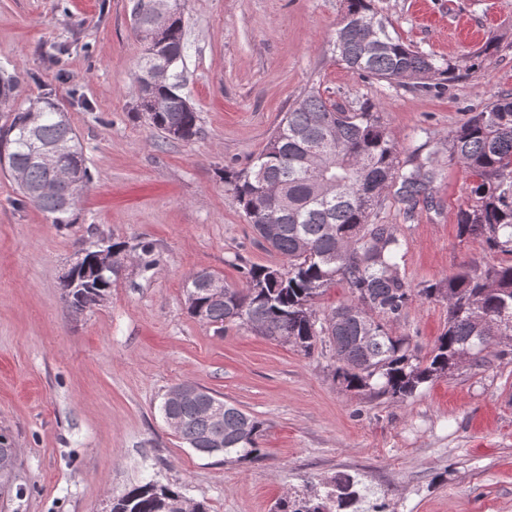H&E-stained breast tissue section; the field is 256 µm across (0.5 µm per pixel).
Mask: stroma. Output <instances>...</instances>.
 Instances as JSON below:
<instances>
[{
  "label": "stroma",
  "instance_id": "obj_1",
  "mask_svg": "<svg viewBox=\"0 0 512 512\" xmlns=\"http://www.w3.org/2000/svg\"><path fill=\"white\" fill-rule=\"evenodd\" d=\"M137 0H0V76L19 75L13 108L47 94L67 112L90 182L60 227L22 204L0 172V431L17 450L23 496L0 512H111L132 485L173 486L211 512H271L306 479L360 474L384 512H512V355L464 365L399 399L345 390L330 348L306 355L239 325L217 331L187 312L183 286L206 270L240 287L284 259L255 234L224 173L246 168L312 82L337 101L375 102L402 161L434 155L439 212L404 222L386 198L374 220L401 227L411 287L463 264L496 263L460 236L469 180L448 136L494 96L512 93V0H377L399 37L461 61L490 35L498 53L445 89L415 90L348 72L331 58L344 0H187L184 92L202 135L163 139L136 110L143 43ZM154 248L125 263L107 299L74 313L60 288L99 237ZM448 324L442 299L415 298L393 334L426 356ZM205 387L261 422L264 456L196 453L159 406L173 386Z\"/></svg>",
  "mask_w": 512,
  "mask_h": 512
}]
</instances>
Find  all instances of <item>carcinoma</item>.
Wrapping results in <instances>:
<instances>
[{"mask_svg": "<svg viewBox=\"0 0 512 512\" xmlns=\"http://www.w3.org/2000/svg\"><path fill=\"white\" fill-rule=\"evenodd\" d=\"M134 31L172 60L169 71L158 75L156 57H141L135 71L137 111L166 139H197L202 134L198 112L181 92L186 49L181 0H137ZM498 49L499 39L491 36L473 59L440 63L394 35L375 0H345L333 53L348 71L378 81L422 87L434 79L444 87ZM45 151L51 152L47 163L40 158ZM448 161L471 182L470 203L457 216L459 233L480 239L501 260L484 268L464 266L443 285L415 290L400 273L399 225L377 224L373 216L389 190L407 222L420 209H437L436 161L431 155L418 157L403 170L378 105L340 104L312 84L288 109L250 170L224 173L247 222L262 239L263 229H270L269 246L286 265L251 267L241 287L225 285L221 296L213 294L210 281L222 283V277L196 272L185 281L189 313L219 331L226 324L244 325L306 354L327 344L336 358L334 377L346 389L376 388L397 398L451 372L462 352H469L476 366L489 363L490 354L512 353V94L471 113L448 136ZM0 166L22 203L54 224L71 223L89 173L75 129L50 98L29 102L0 130ZM125 257L123 243L97 240L83 262L68 271L77 283L62 281L71 310L79 313L106 300ZM338 281L348 288L350 302L318 317L316 298ZM415 297L448 302V328L425 357L408 337L386 327ZM486 319L502 325L504 340L482 339L480 324ZM212 400L223 406L220 426L204 410ZM161 411L173 416L179 437L199 454L213 457L219 448L224 460L236 462L262 455L260 423L204 388L180 401L164 398ZM358 485L357 477L343 474L308 496L280 499L275 512H383L381 506L363 507L366 496ZM185 508L178 490L154 481L132 486L112 503V512Z\"/></svg>", "mask_w": 512, "mask_h": 512, "instance_id": "cac0c4a2", "label": "carcinoma"}]
</instances>
